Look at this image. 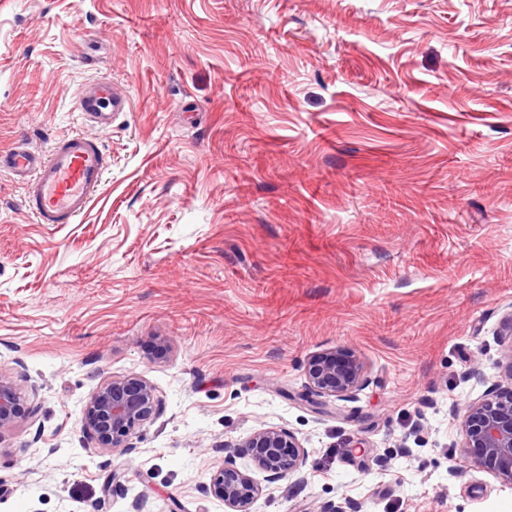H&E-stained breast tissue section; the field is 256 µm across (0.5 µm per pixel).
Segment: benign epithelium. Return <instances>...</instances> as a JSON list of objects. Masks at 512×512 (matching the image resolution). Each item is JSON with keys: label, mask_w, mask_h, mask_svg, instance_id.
I'll return each mask as SVG.
<instances>
[{"label": "benign epithelium", "mask_w": 512, "mask_h": 512, "mask_svg": "<svg viewBox=\"0 0 512 512\" xmlns=\"http://www.w3.org/2000/svg\"><path fill=\"white\" fill-rule=\"evenodd\" d=\"M305 401L319 409L325 400L353 398L369 382L365 364L339 350L311 355L306 364ZM21 387L0 373V430L25 417ZM155 387L139 376L101 385L84 406L80 429L99 448L131 450L136 431L159 411ZM464 453L496 478L512 483V386L493 387L480 401L468 404L462 416ZM240 447L275 483L300 471L306 453L297 437L282 428L254 431ZM204 493L224 503L225 512H249L261 487L248 474L223 465L211 476Z\"/></svg>", "instance_id": "obj_1"}]
</instances>
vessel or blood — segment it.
I'll return each mask as SVG.
<instances>
[{"label": "vessel or blood", "mask_w": 512, "mask_h": 512, "mask_svg": "<svg viewBox=\"0 0 512 512\" xmlns=\"http://www.w3.org/2000/svg\"><path fill=\"white\" fill-rule=\"evenodd\" d=\"M77 109L106 130L130 111L131 99L101 77L81 87ZM106 168L99 142L81 133L63 136L45 154L22 146L0 153V171L25 185L24 207L39 224H71L84 215L102 192Z\"/></svg>", "instance_id": "1"}]
</instances>
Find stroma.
I'll return each instance as SVG.
<instances>
[{
  "instance_id": "1",
  "label": "stroma",
  "mask_w": 512,
  "mask_h": 512,
  "mask_svg": "<svg viewBox=\"0 0 512 512\" xmlns=\"http://www.w3.org/2000/svg\"><path fill=\"white\" fill-rule=\"evenodd\" d=\"M103 76L132 108L77 223L0 172V372L30 412L0 512H224L226 462L250 512H512L461 455L512 358V0H0V151L88 131ZM329 349L370 380L319 411ZM130 375L162 410L96 447L80 412ZM265 427L307 454L274 484L234 452ZM261 490L251 476L224 464L213 473L204 493L224 503L225 512H249Z\"/></svg>"
}]
</instances>
